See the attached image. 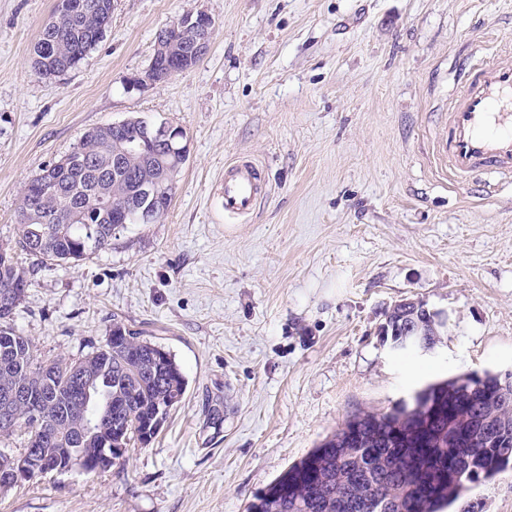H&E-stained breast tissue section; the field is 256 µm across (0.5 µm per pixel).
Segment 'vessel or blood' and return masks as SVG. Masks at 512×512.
Here are the masks:
<instances>
[{"label":"vessel or blood","instance_id":"obj_1","mask_svg":"<svg viewBox=\"0 0 512 512\" xmlns=\"http://www.w3.org/2000/svg\"><path fill=\"white\" fill-rule=\"evenodd\" d=\"M462 87L433 138L432 157L456 184L484 172L512 178V65L471 62L460 68ZM262 164L246 156L224 167L221 196L229 218L250 217L266 198Z\"/></svg>","mask_w":512,"mask_h":512}]
</instances>
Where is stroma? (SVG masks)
I'll return each instance as SVG.
<instances>
[{
	"instance_id": "35a3bbf8",
	"label": "stroma",
	"mask_w": 512,
	"mask_h": 512,
	"mask_svg": "<svg viewBox=\"0 0 512 512\" xmlns=\"http://www.w3.org/2000/svg\"><path fill=\"white\" fill-rule=\"evenodd\" d=\"M56 0H0V247L23 183L90 128L134 115L180 126L189 158L166 216L35 273L15 325L41 359H77L121 320L169 350L183 402L124 466L0 490V512H247L350 415L425 382L512 373V186L454 187L431 138L471 51L512 64V0H114L73 70L39 78ZM215 21L193 68L131 86L160 30ZM249 156L269 194L228 219L224 165ZM447 323L435 356L401 357L394 304ZM450 512H512V467Z\"/></svg>"
}]
</instances>
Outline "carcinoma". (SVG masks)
<instances>
[{
  "instance_id": "carcinoma-1",
  "label": "carcinoma",
  "mask_w": 512,
  "mask_h": 512,
  "mask_svg": "<svg viewBox=\"0 0 512 512\" xmlns=\"http://www.w3.org/2000/svg\"><path fill=\"white\" fill-rule=\"evenodd\" d=\"M111 17L112 0H58L33 48L35 73L52 79L77 67ZM170 39L177 47L166 54L155 50L158 70L177 74L200 61L180 34ZM157 126L148 116H134L119 128L106 124L86 132L70 153L22 187L18 246L34 258L31 266H20L10 249L0 247V405L17 388L31 395L14 405L13 422H0V436L27 428V447L49 465L65 462L62 448H95L93 441L81 442L82 377L106 383L110 403L102 424L120 448L150 443L156 417L169 418L185 396L187 382L175 357L122 323L81 358L46 361L14 325L36 267L81 261L106 249L145 210L155 223L166 214L183 164L168 147H140L139 137ZM443 328L422 301L385 319L386 339L398 355L415 353V345L438 346ZM41 429L58 431L61 440H43ZM510 465L512 374L471 372L428 382L385 412L349 416L248 512H443L469 486Z\"/></svg>"
}]
</instances>
